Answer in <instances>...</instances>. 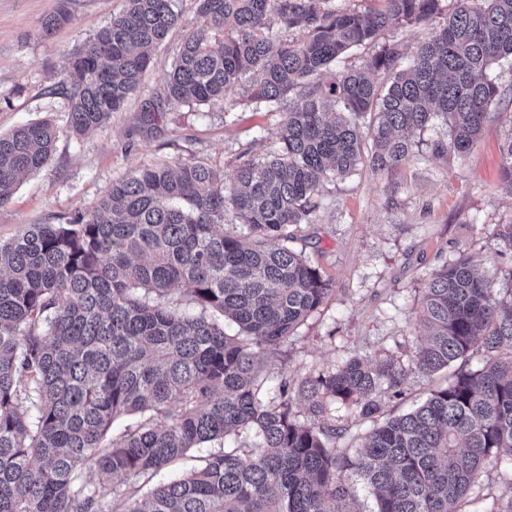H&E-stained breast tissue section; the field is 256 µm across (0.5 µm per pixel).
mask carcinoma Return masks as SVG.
Here are the masks:
<instances>
[{
  "label": "carcinoma",
  "mask_w": 512,
  "mask_h": 512,
  "mask_svg": "<svg viewBox=\"0 0 512 512\" xmlns=\"http://www.w3.org/2000/svg\"><path fill=\"white\" fill-rule=\"evenodd\" d=\"M379 2L199 0V24L144 121L165 103L222 107L250 74L248 101L281 115L279 150L242 160L230 187L200 163L144 167L93 210L0 241V512H353L356 482L373 512H462L512 448V298L496 299L464 257L427 276L428 334L411 370L464 364L477 344L482 365L416 408L380 418L382 395H402L408 376L392 354L283 378L272 398L260 380L258 352L288 342L332 291L292 246L321 183L396 169L438 119L450 138L434 152L462 155L507 92L492 69L512 63V0H457L451 12L443 0ZM68 4L57 0L45 32ZM273 14L295 37L274 36ZM433 20L406 68L398 43L378 42L392 25ZM178 21L173 0H126L77 49L64 78L71 133L124 105ZM373 43L369 60L336 70ZM57 138L49 119L0 135V201L50 164ZM501 179L512 188V135ZM229 211L246 231L224 227ZM297 399L311 420L296 418ZM338 403L370 423L353 449L336 447ZM130 415L136 429L114 433ZM243 433L245 445L150 484L192 449Z\"/></svg>",
  "instance_id": "carcinoma-1"
}]
</instances>
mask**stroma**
Wrapping results in <instances>:
<instances>
[{
  "label": "stroma",
  "instance_id": "35a3bbf8",
  "mask_svg": "<svg viewBox=\"0 0 512 512\" xmlns=\"http://www.w3.org/2000/svg\"><path fill=\"white\" fill-rule=\"evenodd\" d=\"M57 0H0V133L42 119L59 129L48 168L21 179L0 201V241L28 224H59L92 210L113 181L154 164H205L232 183L241 152L260 158L278 148L280 116L236 98L231 112L206 105H168L155 124L141 120L184 39L198 24V0H177L181 22L154 49L140 89L96 131L78 137L66 125L62 86L68 55L107 25L124 0H71L69 17L52 33L44 19ZM512 133V97L496 109L465 157L432 151L448 137L437 121L415 137L413 159L392 172L361 167L324 181L320 207L297 230V248L331 280L332 292L286 345L258 355L267 391L282 377L334 370L358 356L392 354L410 364L423 338L419 306L429 270L465 254L512 296V256L498 254L497 233L512 223V190L499 179L501 145ZM452 373L410 372L406 393L382 402V415L406 412ZM512 501V449L487 467L479 499L467 512H496Z\"/></svg>",
  "mask_w": 512,
  "mask_h": 512
}]
</instances>
